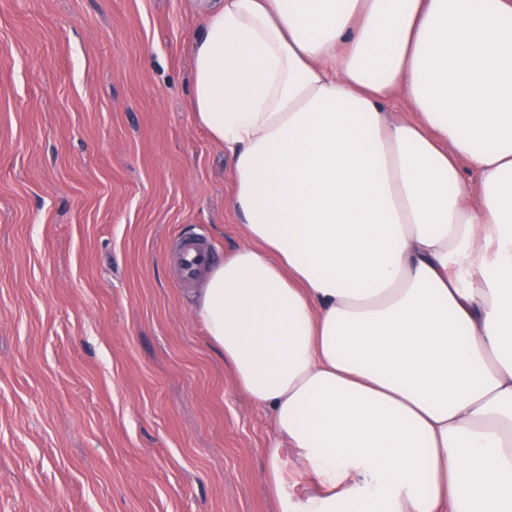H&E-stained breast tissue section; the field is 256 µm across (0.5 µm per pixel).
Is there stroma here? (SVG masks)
<instances>
[{"label":"stroma","mask_w":512,"mask_h":512,"mask_svg":"<svg viewBox=\"0 0 512 512\" xmlns=\"http://www.w3.org/2000/svg\"><path fill=\"white\" fill-rule=\"evenodd\" d=\"M196 0H0V512H277L173 240L246 241Z\"/></svg>","instance_id":"1"}]
</instances>
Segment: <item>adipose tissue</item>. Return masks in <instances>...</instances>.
<instances>
[{
	"label": "adipose tissue",
	"mask_w": 512,
	"mask_h": 512,
	"mask_svg": "<svg viewBox=\"0 0 512 512\" xmlns=\"http://www.w3.org/2000/svg\"><path fill=\"white\" fill-rule=\"evenodd\" d=\"M206 7L191 101L247 242L193 307L272 410L279 512H512V0ZM284 460L285 468L288 471V490L295 497L305 500L319 491L320 486L317 480L310 475L303 474L299 458L292 449H288Z\"/></svg>",
	"instance_id": "adipose-tissue-1"
}]
</instances>
